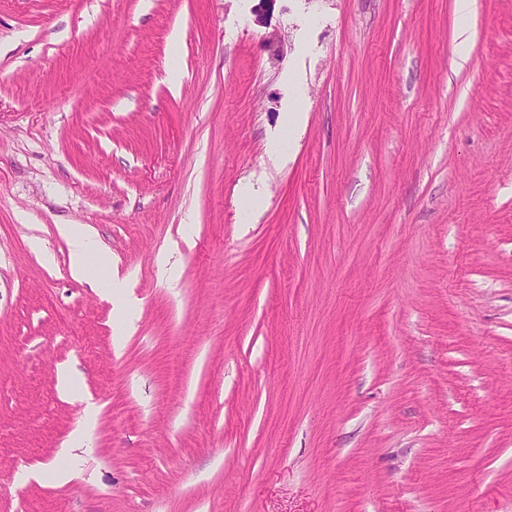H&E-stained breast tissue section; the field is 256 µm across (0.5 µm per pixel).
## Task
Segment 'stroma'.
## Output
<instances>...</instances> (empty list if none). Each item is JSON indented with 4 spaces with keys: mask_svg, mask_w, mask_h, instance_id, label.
Wrapping results in <instances>:
<instances>
[{
    "mask_svg": "<svg viewBox=\"0 0 512 512\" xmlns=\"http://www.w3.org/2000/svg\"><path fill=\"white\" fill-rule=\"evenodd\" d=\"M255 4L0 0V512H512V0ZM458 16L457 34L461 43H467L474 35L473 23L477 13L476 0H456ZM60 233L66 237L71 247V276L82 281L86 278L87 261L100 254V249L94 238L81 227L65 225L60 228Z\"/></svg>",
    "mask_w": 512,
    "mask_h": 512,
    "instance_id": "35a3bbf8",
    "label": "stroma"
}]
</instances>
